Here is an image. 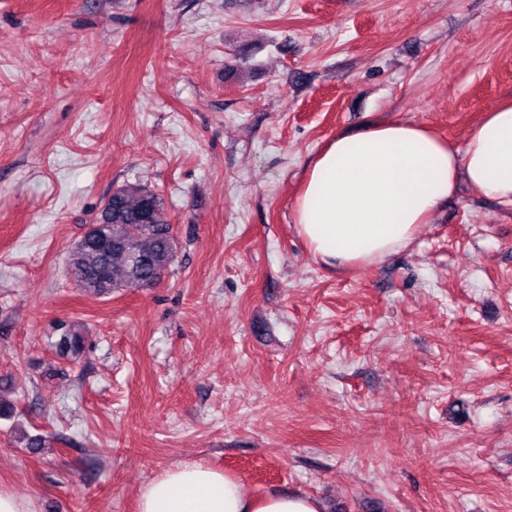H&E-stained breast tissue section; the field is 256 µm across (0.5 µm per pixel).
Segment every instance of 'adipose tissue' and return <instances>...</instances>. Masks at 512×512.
<instances>
[{"label":"adipose tissue","instance_id":"obj_1","mask_svg":"<svg viewBox=\"0 0 512 512\" xmlns=\"http://www.w3.org/2000/svg\"><path fill=\"white\" fill-rule=\"evenodd\" d=\"M512 207V99L485 112L463 143L405 121L336 134L306 167L293 209L310 251L331 268L376 265L407 247L459 180ZM139 512H323L300 491L247 494L203 465L178 466L151 480Z\"/></svg>","mask_w":512,"mask_h":512}]
</instances>
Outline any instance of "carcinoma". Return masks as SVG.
Returning <instances> with one entry per match:
<instances>
[{
	"label": "carcinoma",
	"instance_id": "cac0c4a2",
	"mask_svg": "<svg viewBox=\"0 0 512 512\" xmlns=\"http://www.w3.org/2000/svg\"><path fill=\"white\" fill-rule=\"evenodd\" d=\"M99 222L107 225L109 245L80 242L68 257L67 273L84 290L104 295L151 287L174 263L172 226L155 190L135 184L116 189Z\"/></svg>",
	"mask_w": 512,
	"mask_h": 512
}]
</instances>
